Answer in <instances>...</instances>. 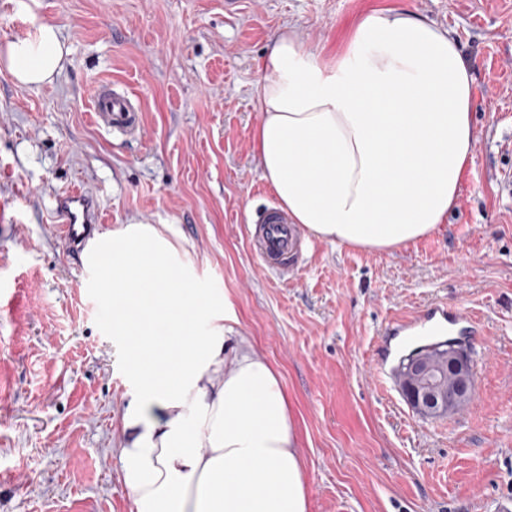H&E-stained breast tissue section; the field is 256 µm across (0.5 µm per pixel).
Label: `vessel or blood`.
Masks as SVG:
<instances>
[{"label":"vessel or blood","instance_id":"b4317fda","mask_svg":"<svg viewBox=\"0 0 512 512\" xmlns=\"http://www.w3.org/2000/svg\"><path fill=\"white\" fill-rule=\"evenodd\" d=\"M94 119L106 130L115 128L125 134L140 133L139 112L128 94L97 90L94 97ZM53 213L59 222L58 231L70 247L85 246L99 221V211L92 196L79 189L60 193ZM252 247L263 267L285 276L297 271L302 253L300 231L290 216L276 206L265 208L250 232ZM472 314L449 309L447 302L434 301L424 309L405 316L397 324L398 331L418 336H440L445 325H474Z\"/></svg>","mask_w":512,"mask_h":512}]
</instances>
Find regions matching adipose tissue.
Returning <instances> with one entry per match:
<instances>
[{
	"mask_svg": "<svg viewBox=\"0 0 512 512\" xmlns=\"http://www.w3.org/2000/svg\"><path fill=\"white\" fill-rule=\"evenodd\" d=\"M56 26L7 42L19 83L52 82ZM254 151L293 223L342 246L396 251L456 206L473 161L472 69L449 31L374 8L327 56L292 28L268 48ZM82 263L112 306L137 390L120 462L135 512H309L298 428L280 377L232 346L230 303L200 287L169 225L94 233Z\"/></svg>",
	"mask_w": 512,
	"mask_h": 512,
	"instance_id": "obj_1",
	"label": "adipose tissue"
}]
</instances>
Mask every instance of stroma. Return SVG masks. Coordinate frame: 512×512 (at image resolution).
Masks as SVG:
<instances>
[{"label":"stroma","mask_w":512,"mask_h":512,"mask_svg":"<svg viewBox=\"0 0 512 512\" xmlns=\"http://www.w3.org/2000/svg\"><path fill=\"white\" fill-rule=\"evenodd\" d=\"M399 7L448 29L472 67L474 164L446 224L399 251L313 237L302 267L264 270L249 241L275 195L253 135L262 56L294 27L337 49L361 14ZM70 53L54 81L0 68V512H133L120 465L131 397L123 347L50 220L83 185L102 228L168 224L234 333L279 373L299 429L310 512H498L512 500V0H0V48L40 23ZM125 91L142 136L106 133L93 92ZM441 300L476 318L450 336L474 370L471 401L415 412L375 346Z\"/></svg>","instance_id":"stroma-1"}]
</instances>
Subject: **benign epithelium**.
<instances>
[{
    "label": "benign epithelium",
    "mask_w": 512,
    "mask_h": 512,
    "mask_svg": "<svg viewBox=\"0 0 512 512\" xmlns=\"http://www.w3.org/2000/svg\"><path fill=\"white\" fill-rule=\"evenodd\" d=\"M407 366L411 379L408 402L420 414L445 415L462 408L473 396V369L469 358L451 342L443 347L442 363H437L427 350L409 358ZM447 377L454 382L450 389L444 385Z\"/></svg>",
    "instance_id": "1"
}]
</instances>
